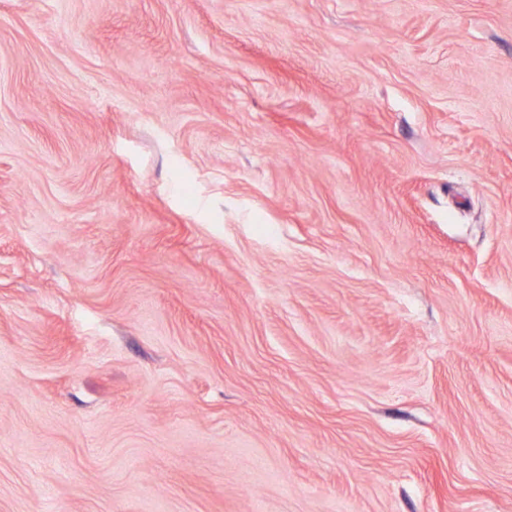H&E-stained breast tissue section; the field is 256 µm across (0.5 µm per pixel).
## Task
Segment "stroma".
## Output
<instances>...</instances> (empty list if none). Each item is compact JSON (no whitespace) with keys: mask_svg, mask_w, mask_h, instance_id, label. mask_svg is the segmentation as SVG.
Here are the masks:
<instances>
[{"mask_svg":"<svg viewBox=\"0 0 512 512\" xmlns=\"http://www.w3.org/2000/svg\"><path fill=\"white\" fill-rule=\"evenodd\" d=\"M0 512H512V0H0Z\"/></svg>","mask_w":512,"mask_h":512,"instance_id":"1","label":"stroma"}]
</instances>
